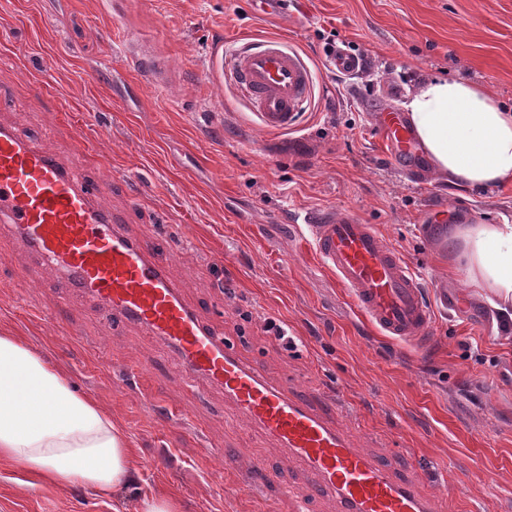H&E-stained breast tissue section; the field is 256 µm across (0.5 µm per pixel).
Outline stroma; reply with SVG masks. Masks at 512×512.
Listing matches in <instances>:
<instances>
[{"mask_svg": "<svg viewBox=\"0 0 512 512\" xmlns=\"http://www.w3.org/2000/svg\"><path fill=\"white\" fill-rule=\"evenodd\" d=\"M281 37L315 71L299 131L262 132L225 79L248 38ZM163 59L165 84L114 70L123 41ZM370 73L327 66L328 48ZM463 78L512 106V0H0V122L62 158L87 144L132 238L173 252L200 317L270 383L315 400L351 442L449 512H512V349L490 340L448 253L453 225L512 219V184L478 192L402 177L369 125L421 76ZM354 210L397 249L434 313L425 350L378 333L291 219ZM0 326L46 352L130 435L141 491L183 512H300L314 475L241 418L221 387L187 378L137 325L43 266L0 223ZM296 340L286 347L276 329ZM0 462V512H130L80 487L24 489Z\"/></svg>", "mask_w": 512, "mask_h": 512, "instance_id": "1", "label": "stroma"}]
</instances>
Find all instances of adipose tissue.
<instances>
[{"instance_id": "obj_1", "label": "adipose tissue", "mask_w": 512, "mask_h": 512, "mask_svg": "<svg viewBox=\"0 0 512 512\" xmlns=\"http://www.w3.org/2000/svg\"><path fill=\"white\" fill-rule=\"evenodd\" d=\"M407 120L438 179L484 191L512 183V111L484 87L427 77L408 90ZM448 244L472 301L492 309V333L512 345V224H459ZM0 461L30 488L77 485L119 498L138 479L135 448L110 411L45 353L0 330Z\"/></svg>"}]
</instances>
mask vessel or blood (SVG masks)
<instances>
[{
    "mask_svg": "<svg viewBox=\"0 0 512 512\" xmlns=\"http://www.w3.org/2000/svg\"><path fill=\"white\" fill-rule=\"evenodd\" d=\"M148 47L123 53L146 82L162 80L148 65ZM229 76L237 94L267 133L297 129L313 91L303 56L270 39L236 50ZM375 129L395 167L424 168L416 137L403 114L379 109ZM111 179H88L51 149L0 123V221L11 224L32 255L71 287L107 306L119 324L146 327L189 378L223 387L249 422L258 423L334 495L341 512H438L432 499L371 456L353 448L343 428L288 391L268 383L204 322L170 276V253L132 240L120 219L98 204ZM315 250L381 334L424 345L432 311L420 282L396 250L350 209L327 207L303 218Z\"/></svg>",
    "mask_w": 512,
    "mask_h": 512,
    "instance_id": "obj_1",
    "label": "vessel or blood"
}]
</instances>
